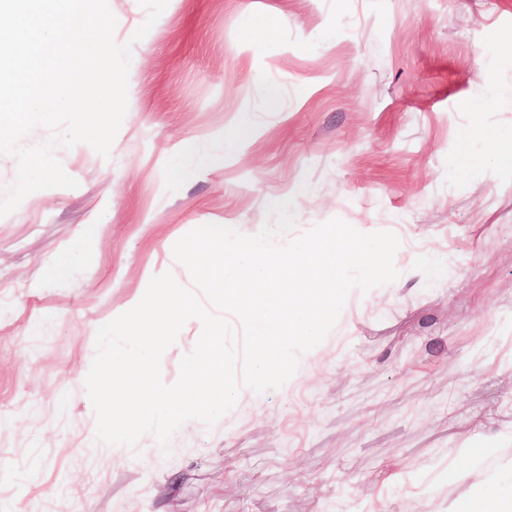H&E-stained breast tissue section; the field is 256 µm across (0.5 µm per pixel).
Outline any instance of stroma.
Segmentation results:
<instances>
[{"mask_svg":"<svg viewBox=\"0 0 512 512\" xmlns=\"http://www.w3.org/2000/svg\"><path fill=\"white\" fill-rule=\"evenodd\" d=\"M108 2L137 62L110 156L57 153L77 187L0 217V512H448L460 471L512 463V168L469 165L464 137L473 103L512 130V0H169L137 42L139 0ZM184 145L224 161L174 175ZM285 200L273 245L333 218L391 231L398 278L352 289L287 386L106 450L98 329L154 275L191 286L182 236L258 234ZM201 332L166 349L165 384Z\"/></svg>","mask_w":512,"mask_h":512,"instance_id":"1","label":"stroma"}]
</instances>
